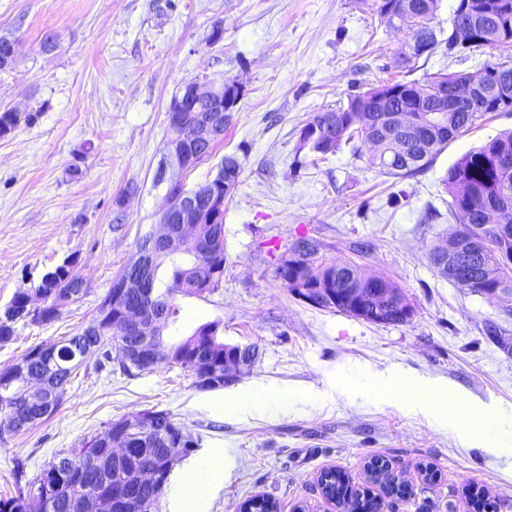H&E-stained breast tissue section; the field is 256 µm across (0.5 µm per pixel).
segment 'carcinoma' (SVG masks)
Listing matches in <instances>:
<instances>
[{"label": "carcinoma", "mask_w": 512, "mask_h": 512, "mask_svg": "<svg viewBox=\"0 0 512 512\" xmlns=\"http://www.w3.org/2000/svg\"><path fill=\"white\" fill-rule=\"evenodd\" d=\"M398 6L395 15L402 22L412 38L421 33H428L430 42L413 45V55L418 57L439 44L448 47V53H462L494 49L507 44L512 45V0H457L452 12L448 29L435 28L431 25L438 8L439 0H389ZM481 15L486 25L472 29L469 43L458 39V31L470 25V18ZM468 73H438L423 81H407L382 84L363 93L351 95L347 103L334 110L314 113L303 125L307 135L299 138L298 151L304 150L326 156L334 154L345 145H354L359 158L365 159L370 169H377L384 174L397 178L410 177L427 168L434 158L447 146L448 142L470 130L477 120L483 117L481 112H466L464 108L446 112V125L438 131V137L427 141V145H414L399 153L389 146L369 149L363 154L356 142L368 144V137L376 126L378 112L373 100L380 94L395 95L394 105L402 106L414 112H425L435 104L433 99L416 100L406 96L405 89L411 85L437 89L444 84L461 85L469 80ZM443 185L451 200L448 202L449 213L459 220V225L451 233V244L456 251L460 269L466 274V281H459L456 276L442 273L439 264L442 257L438 252L431 254V262L440 277H444L461 288H467L489 300L495 299L492 288H505L512 293V218L505 210L512 208V132L502 134L464 153L448 168L443 178ZM224 221V208H209L203 211L201 223L196 225L197 232L204 238L210 237L213 224L211 214ZM217 261L210 285L188 287L192 274L188 268L190 258H170L158 255L154 258L147 279V290L151 292L153 302L165 315L166 327L175 325L180 317V296H200L218 288L224 278L226 254L224 238H219L215 245ZM349 267L356 271L365 269L345 259L330 261H311L309 282L336 278V268ZM26 298L23 294L15 295L0 313V342L8 341L15 332L17 321L24 319L19 311L25 308ZM384 316L387 324H401L409 320L398 309L380 303L369 302L362 312L355 317L370 322L376 313ZM221 323L218 320L199 326L193 334L178 341H165L160 364L177 367L192 377L200 372L224 371V350L237 349L235 345L224 344L220 335ZM99 342L98 364L103 366L112 361L111 348L118 339L111 319L99 322V332L88 336L85 329L65 336L58 341L39 344L29 349L20 362L30 364L37 370L47 368L40 358V350L48 348L53 352V366L61 372V388L50 398L52 412H57L63 402L66 386L71 382L73 373L79 368L71 359L75 344L83 339ZM204 341L209 346L210 364L204 368L194 366L193 356L196 344ZM102 449L94 446V438L82 441L78 448H69L55 453L47 467L62 474L57 488L53 491L47 512H69L70 496L76 492L90 494L98 490L104 492L103 485H89L75 488L69 474L85 468V459L92 454H101ZM374 463L372 473L381 480L388 494L403 496L408 493V486L389 475L386 460L371 459ZM14 475L17 492L13 496L0 498V512H26L24 495L37 483V477H27V464L22 459H14ZM320 485L325 497L335 501L345 512H378L380 503L375 497L368 496L352 488L349 478L341 470H328L321 473Z\"/></svg>", "instance_id": "carcinoma-1"}]
</instances>
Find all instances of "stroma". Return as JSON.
Wrapping results in <instances>:
<instances>
[{
	"instance_id": "1",
	"label": "stroma",
	"mask_w": 512,
	"mask_h": 512,
	"mask_svg": "<svg viewBox=\"0 0 512 512\" xmlns=\"http://www.w3.org/2000/svg\"><path fill=\"white\" fill-rule=\"evenodd\" d=\"M218 42H211L213 29ZM56 46L43 48L46 35ZM18 42L0 72V111L31 115L0 136V308L33 292L67 258L86 290L48 324L18 321L0 342V372L31 347L73 334L95 314L113 278L156 232L166 206L168 112L192 82L236 79L235 122L195 169L166 168L192 188L239 155L241 183L224 202L227 263L218 288L181 298L180 334L222 320L225 343L256 346L253 368L216 391L180 369L129 377L88 359L49 420L0 438V497L16 492L14 459L36 476L53 455L140 410L169 412L199 446L206 512H237L272 497L279 512H338L317 478L344 470L354 488L380 494L366 461L387 459L410 489L384 512H448L466 487L484 489L494 512H512V300L497 302L441 278L431 251L456 226L442 179L465 151L512 130V112H492L418 175L367 169L350 150L322 161L298 151L316 112L390 80L512 66V46L413 57L407 31L381 25L355 0H0V37ZM319 257L348 259L391 278L413 308L403 324H372L295 298L277 268L299 237ZM500 332L490 336L486 324ZM396 372L382 396L366 384ZM486 407V433L461 443L455 425L411 414L403 402L419 380ZM260 387L250 414L239 392ZM177 463L169 488L180 486ZM437 468L426 482L421 465Z\"/></svg>"
}]
</instances>
